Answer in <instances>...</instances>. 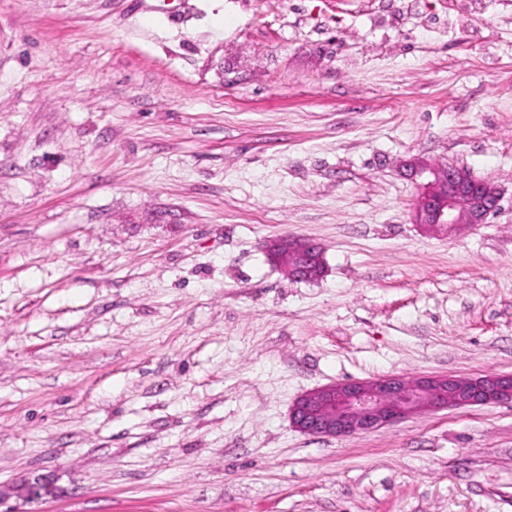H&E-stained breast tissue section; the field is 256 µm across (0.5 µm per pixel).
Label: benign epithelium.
Instances as JSON below:
<instances>
[{
  "label": "benign epithelium",
  "instance_id": "7a95c632",
  "mask_svg": "<svg viewBox=\"0 0 512 512\" xmlns=\"http://www.w3.org/2000/svg\"><path fill=\"white\" fill-rule=\"evenodd\" d=\"M410 176L422 179L413 204L417 224L452 233L463 226L485 224L499 209V188L476 179L467 169L436 167L412 159L404 164ZM269 258L294 280L319 279L312 256L319 247L299 236L268 241ZM512 373H486L459 378L424 375L413 379L396 375L351 379L311 389L291 406L289 421L307 435L347 437L394 424L412 415L475 405L511 404ZM51 490L48 477L38 475L6 491L0 505L11 496L35 502Z\"/></svg>",
  "mask_w": 512,
  "mask_h": 512
}]
</instances>
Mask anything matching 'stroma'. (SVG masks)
Segmentation results:
<instances>
[{
	"instance_id": "35a3bbf8",
	"label": "stroma",
	"mask_w": 512,
	"mask_h": 512,
	"mask_svg": "<svg viewBox=\"0 0 512 512\" xmlns=\"http://www.w3.org/2000/svg\"><path fill=\"white\" fill-rule=\"evenodd\" d=\"M419 158L501 190L415 224ZM317 243L295 281L268 240ZM512 373V0H0V485L29 512H512V404L296 431L331 382ZM51 490V483L47 476L38 475L24 480L21 484L2 491L0 488V507L12 495L24 502H35L47 495Z\"/></svg>"
}]
</instances>
